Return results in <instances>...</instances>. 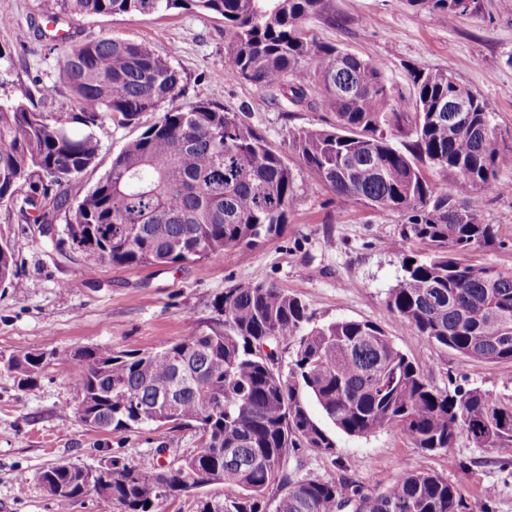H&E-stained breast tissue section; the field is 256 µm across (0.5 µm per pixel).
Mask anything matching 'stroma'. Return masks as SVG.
Instances as JSON below:
<instances>
[{
	"label": "stroma",
	"instance_id": "1",
	"mask_svg": "<svg viewBox=\"0 0 512 512\" xmlns=\"http://www.w3.org/2000/svg\"><path fill=\"white\" fill-rule=\"evenodd\" d=\"M335 2V21H306L308 35L383 63L395 89L406 95L413 70L452 71L489 103L505 142L512 144V0H482L478 14L452 23L417 12L406 0ZM1 16L6 19L0 24L1 100L26 87L36 110L70 111V93L57 65L60 53L70 45L114 36L167 55L187 78L186 100L218 96L225 110L238 113L274 147L285 146L290 128L325 126L334 119L323 105L281 106L255 84L229 76L224 22L199 10H173L148 20L76 19L60 0H0ZM45 85L56 86L53 97L43 98ZM156 118L147 112L138 125L108 123L98 129V162L78 179L76 190L95 185L113 155ZM288 163L296 201L283 232L244 252L226 250L217 261L88 274L79 251L40 246L35 211L0 207V235L15 248L18 281L17 287H0V512H99L91 494L76 499L47 495L36 472L62 461L95 470L115 456L132 464L156 455L167 464L200 445L194 430L167 425L121 435L89 430L72 412L80 385L65 366H47L35 384L22 390L4 359L83 346L150 352L216 319L215 301L239 283L267 282L287 290L306 304L315 323L346 318L380 324L402 352L423 365L437 388L479 387L512 398V364L466 359L390 318L386 302L403 274L402 258L423 250L404 238L398 218L336 202L296 155H289ZM484 199L483 218L497 225L499 241L470 259L511 270L512 193L488 192ZM307 407L334 438L336 450L327 456L307 448L293 451L290 479L352 480L375 492L403 472L429 471L462 482L471 512H512V445L478 448L462 435L448 450L426 452L392 428L347 435L325 419L315 401Z\"/></svg>",
	"mask_w": 512,
	"mask_h": 512
}]
</instances>
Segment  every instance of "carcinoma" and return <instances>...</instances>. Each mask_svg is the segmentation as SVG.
Masks as SVG:
<instances>
[{
    "label": "carcinoma",
    "instance_id": "carcinoma-1",
    "mask_svg": "<svg viewBox=\"0 0 512 512\" xmlns=\"http://www.w3.org/2000/svg\"><path fill=\"white\" fill-rule=\"evenodd\" d=\"M407 2L450 23L468 13L460 0ZM191 6L224 19L232 76L294 106L312 105L317 93L333 112L327 127L290 130L288 150L337 199L400 217L404 237L428 247L424 256L404 255L387 300L390 316L464 358L511 363L512 271L463 259L498 237L497 225L483 219V191L505 190L496 181L504 140L494 137L488 103L449 70L413 72L406 97L380 63L307 37L304 21L336 19L334 0H62L79 18L147 20ZM58 65L72 95L67 115L31 109L25 88L0 101V206L37 209L44 224L64 212L62 235L45 245L69 242L81 251L83 270L93 272L215 261L226 249L245 250L283 231L296 197L285 151L215 98L181 102L185 78L168 58L105 36L65 49ZM461 92L476 99L474 111H434ZM158 110L103 178L72 195L101 152L95 129L133 125ZM72 123L86 132L74 135ZM428 167L442 182L428 178ZM15 280L14 248L0 236V287ZM216 308L224 315L217 324L152 352L78 347L9 358L20 388L49 360L71 368L81 387L73 412L92 430L173 424L195 429L201 441L171 471L153 458H113L112 480L92 486L86 469L52 465L38 475L48 495L73 499L92 490L107 512H160L174 493L215 480L228 493L200 499L198 512H468L462 487L428 471L408 472L377 493L347 480L288 479L292 451L336 448L310 416L307 396L351 436L392 428L430 452L450 448L461 434L478 448L512 444V398L432 386L422 364L377 323L313 324L307 306L272 283L229 288ZM290 342L298 349L285 376L260 345Z\"/></svg>",
    "mask_w": 512,
    "mask_h": 512
}]
</instances>
